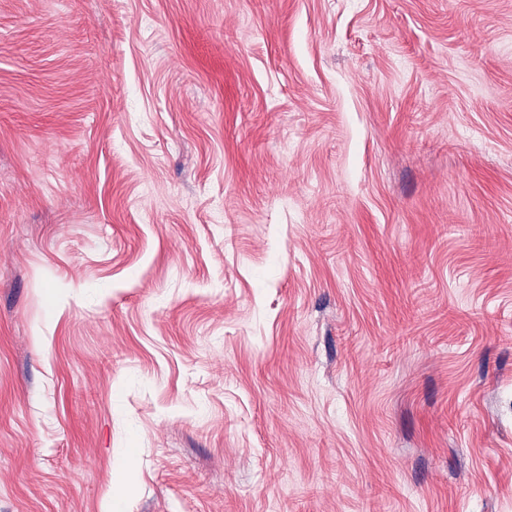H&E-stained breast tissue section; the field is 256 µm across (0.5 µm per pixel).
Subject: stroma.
I'll return each mask as SVG.
<instances>
[{
  "mask_svg": "<svg viewBox=\"0 0 512 512\" xmlns=\"http://www.w3.org/2000/svg\"><path fill=\"white\" fill-rule=\"evenodd\" d=\"M512 512V0H0V512Z\"/></svg>",
  "mask_w": 512,
  "mask_h": 512,
  "instance_id": "35a3bbf8",
  "label": "stroma"
}]
</instances>
